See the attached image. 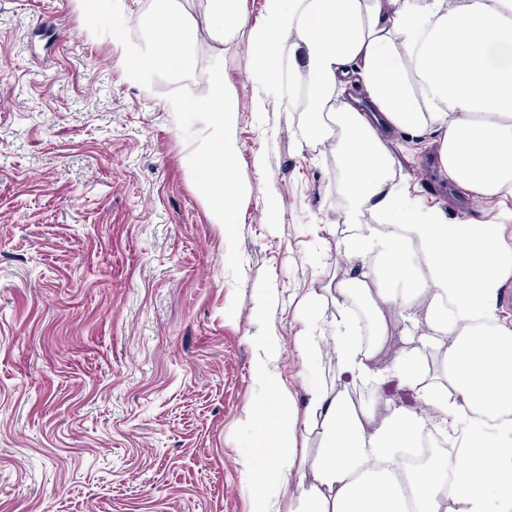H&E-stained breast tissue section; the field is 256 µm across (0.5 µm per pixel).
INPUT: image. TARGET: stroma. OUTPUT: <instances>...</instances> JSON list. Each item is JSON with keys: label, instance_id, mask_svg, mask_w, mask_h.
Segmentation results:
<instances>
[{"label": "stroma", "instance_id": "stroma-1", "mask_svg": "<svg viewBox=\"0 0 512 512\" xmlns=\"http://www.w3.org/2000/svg\"><path fill=\"white\" fill-rule=\"evenodd\" d=\"M263 23L247 0L223 47L247 190L224 226L191 165L207 131L165 109L178 75L127 81L110 13L0 0V512H248L253 345L276 332L304 406L298 307L345 228L332 161L250 62ZM399 160L422 205L459 212L429 155Z\"/></svg>", "mask_w": 512, "mask_h": 512}]
</instances>
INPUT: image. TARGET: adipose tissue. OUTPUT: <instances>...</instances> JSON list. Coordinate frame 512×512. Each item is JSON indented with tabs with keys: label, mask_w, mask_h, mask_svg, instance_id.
<instances>
[{
	"label": "adipose tissue",
	"mask_w": 512,
	"mask_h": 512,
	"mask_svg": "<svg viewBox=\"0 0 512 512\" xmlns=\"http://www.w3.org/2000/svg\"><path fill=\"white\" fill-rule=\"evenodd\" d=\"M149 33L125 45V76L147 84L171 54L190 61L200 30L221 42L196 98L187 85L167 111H196L221 146L197 158L217 223L238 218L243 190L230 177L240 147L237 102L224 82L223 43L246 23L245 0H207L203 19L161 0L151 15L123 14ZM257 69L278 89L281 69L303 79L308 141L336 133L334 167L348 208L333 248L342 263L303 303L336 306V382L324 379L319 337L300 331L298 409L286 396L277 338L254 345L251 373L277 403L261 421L245 477L249 512H280L273 490L291 487L296 462L312 481L297 512H512V0H266L252 33ZM433 137L441 171L474 201L502 208L480 219L420 207L399 180L392 134ZM394 357L381 362L388 346ZM412 392L415 407L383 390ZM320 427L318 451L299 457V435ZM439 436L448 453L406 461Z\"/></svg>",
	"instance_id": "adipose-tissue-1"
}]
</instances>
